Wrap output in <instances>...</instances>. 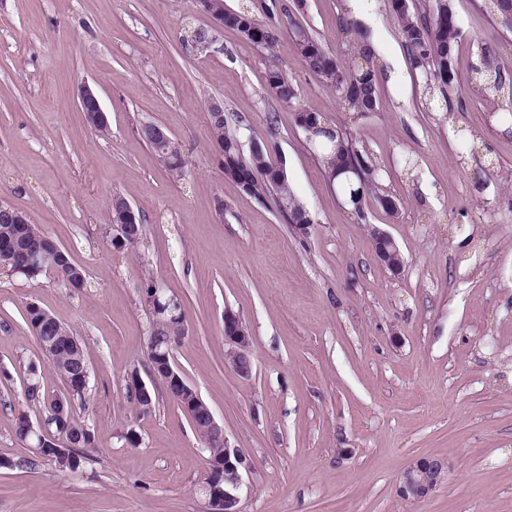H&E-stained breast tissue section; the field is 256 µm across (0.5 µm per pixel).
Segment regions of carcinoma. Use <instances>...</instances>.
I'll list each match as a JSON object with an SVG mask.
<instances>
[{"instance_id": "obj_1", "label": "carcinoma", "mask_w": 512, "mask_h": 512, "mask_svg": "<svg viewBox=\"0 0 512 512\" xmlns=\"http://www.w3.org/2000/svg\"><path fill=\"white\" fill-rule=\"evenodd\" d=\"M390 11L398 23L400 37L408 51L414 69L426 77V107L440 111L450 107L448 90L456 80L455 49L461 40L453 0H433L428 9L418 13L411 0H388ZM484 8L502 30L512 32V0H484ZM261 19L248 8L224 11V27L238 31L256 47L270 50L281 34L276 24L280 14L293 15L286 0H263ZM346 58L334 54L319 37L303 25H291L294 45L307 69L326 87L338 95L344 111L357 120L373 112L378 104L376 54L366 34L348 17L338 21ZM478 87L492 96L498 109L512 117V72L488 58L477 69ZM267 85L271 95L283 106H290L298 98L294 84L276 66L269 68ZM212 144L221 158L224 177L235 182L245 193L258 201L274 199L277 210L289 224H311L313 218L288 186V168L285 161L272 160L269 147L254 142L244 152L242 135L225 130V123L208 116ZM295 123L303 130L306 144L320 163L329 183L340 189L344 199L353 206L359 219H364V202L371 196L386 212L398 213L400 202L383 191L379 184V169L350 127H340L325 121L321 113L309 108H298ZM141 138L147 142L170 170L181 176L184 160L176 142L159 138L155 126L144 124ZM0 241L15 244L8 269L33 278L52 270L63 286L73 292L87 287L83 267L73 263L68 252L50 235L36 225L20 220L13 209L0 206ZM161 301H171L179 317L159 316L151 323L147 344L157 350L148 355L157 369L164 370L167 362L161 356L171 354L168 342L179 343L185 335L183 303L175 296L160 292ZM26 322L32 330L41 354L63 381L65 392L48 397L40 386L39 365H28L24 391L25 409L18 411L15 433L28 442L32 453L53 461L62 472H77L89 456L85 449L94 447V434L79 421L76 407H84L90 384L91 370L79 336L50 312L31 304L26 309ZM170 397L193 423L199 436H206L205 408L185 391L170 393ZM44 412L43 424L35 430L27 429L29 410Z\"/></svg>"}]
</instances>
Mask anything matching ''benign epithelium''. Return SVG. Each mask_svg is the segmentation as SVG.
<instances>
[{"label":"benign epithelium","mask_w":512,"mask_h":512,"mask_svg":"<svg viewBox=\"0 0 512 512\" xmlns=\"http://www.w3.org/2000/svg\"><path fill=\"white\" fill-rule=\"evenodd\" d=\"M79 110L92 115L96 120H107L99 97L94 90L83 86L78 95ZM380 261L395 273L402 269L400 249L394 239L384 230L375 229ZM224 344L228 346L227 356L232 367L242 376L251 373L250 333L240 327L239 315L230 309L224 311ZM208 434L224 444V487L212 486L206 482L199 485L200 493L208 500L211 512H240V489L243 473L251 469V462L243 451L230 445L213 412H208ZM448 465L439 459L425 458L412 463L403 473L398 491L405 499L424 498L436 490L446 479Z\"/></svg>","instance_id":"7a95c632"}]
</instances>
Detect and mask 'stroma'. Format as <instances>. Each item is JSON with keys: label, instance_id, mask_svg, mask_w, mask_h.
<instances>
[{"label": "stroma", "instance_id": "35a3bbf8", "mask_svg": "<svg viewBox=\"0 0 512 512\" xmlns=\"http://www.w3.org/2000/svg\"><path fill=\"white\" fill-rule=\"evenodd\" d=\"M454 10L463 37L447 112L427 110L426 78L387 0L357 19L379 66L378 109L358 132L382 189L401 202L392 216L367 199L361 220L295 124L302 107L335 123L348 115L290 31L269 52L228 28L201 50L189 33L211 19L196 0H0V205L88 275L72 294L55 272L0 268V371L10 374L0 379V512H209L198 491L208 455L150 378L149 278L183 300L175 362L253 464L241 512H512V120L474 82L488 47L512 70V34L483 0H454ZM349 13L348 0H303L298 19L338 51L336 21ZM273 66L295 85L294 107H276ZM84 84L108 136L78 109ZM212 99L285 157L314 220L307 237L273 201L225 179ZM147 122L178 142L183 177L141 138ZM116 196L143 219L135 247L111 244ZM375 226L398 245L401 274L379 260ZM32 303L76 331L91 369L95 446L75 473L33 458L14 431L29 363L46 391L63 389L25 321ZM228 308L252 337L247 377L226 357ZM134 370L150 383V413L127 395ZM424 457L445 459L447 479L425 499L400 497L403 472Z\"/></svg>", "mask_w": 512, "mask_h": 512}]
</instances>
